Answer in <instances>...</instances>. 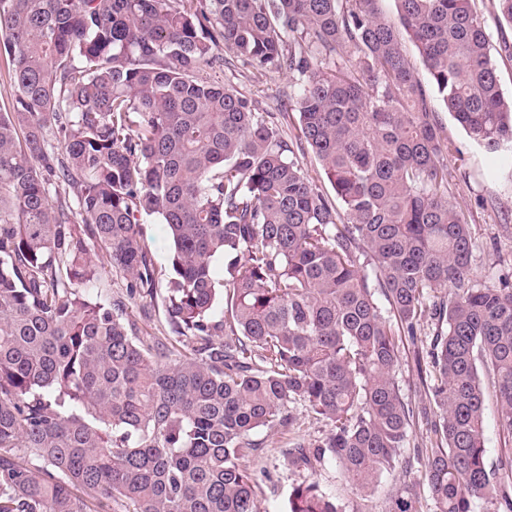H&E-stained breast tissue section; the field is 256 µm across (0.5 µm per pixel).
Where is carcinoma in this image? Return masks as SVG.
<instances>
[{
    "label": "carcinoma",
    "instance_id": "obj_1",
    "mask_svg": "<svg viewBox=\"0 0 512 512\" xmlns=\"http://www.w3.org/2000/svg\"><path fill=\"white\" fill-rule=\"evenodd\" d=\"M379 2L0 0L16 90L0 112V512H259L248 437L293 425L295 404L328 431L289 461L333 462L366 496L407 447L400 343L427 314L435 441L417 456L435 512H512L483 383L512 435V282L472 277L437 109L512 156V98L469 0H395V20ZM221 46L255 78L288 75L323 184L274 113L198 78ZM145 216L171 241L164 341L92 294L99 250L153 296ZM287 512L342 509L304 480ZM391 512H420L411 488ZM484 386L486 387L484 410L485 447L489 463L495 466L499 464L502 456L507 452L511 453L512 436H508L501 428L493 388L487 378H484Z\"/></svg>",
    "mask_w": 512,
    "mask_h": 512
}]
</instances>
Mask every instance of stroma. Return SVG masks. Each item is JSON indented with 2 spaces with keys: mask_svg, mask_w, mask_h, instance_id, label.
Here are the masks:
<instances>
[{
  "mask_svg": "<svg viewBox=\"0 0 512 512\" xmlns=\"http://www.w3.org/2000/svg\"><path fill=\"white\" fill-rule=\"evenodd\" d=\"M473 10L484 17L490 35V53L505 96H512V26L498 24L493 13L492 0H471ZM202 79L216 84L230 83L241 92L263 100L269 111H277L288 79L278 73L255 78L243 66L228 70L224 66L203 69ZM448 140L454 150L448 155V190L452 203L461 209L471 225L475 247L471 258L472 274L481 283H491L512 275V175L498 170L492 155L475 147L464 129L449 113H440ZM96 290L106 303H119L141 332L163 337L169 335L164 308L160 300L164 286H157L155 299L131 295L126 279L102 265ZM436 325L424 319L413 340L401 350L397 381L402 394L413 407L425 403L424 388L418 380L417 354L426 352L434 336ZM292 426L276 431L259 430L252 434L254 450L248 451L243 462L255 471H267L268 479L260 484L259 499L262 512H286L292 486L313 478L322 489L336 498L343 512H389L391 499L399 487L416 482L420 474L404 465L382 477L378 487L364 496L352 490L340 469L325 463L310 473L294 468L288 461L287 448L296 442H311L322 437L327 428L310 420L304 407L295 406Z\"/></svg>",
  "mask_w": 512,
  "mask_h": 512,
  "instance_id": "35a3bbf8",
  "label": "stroma"
}]
</instances>
